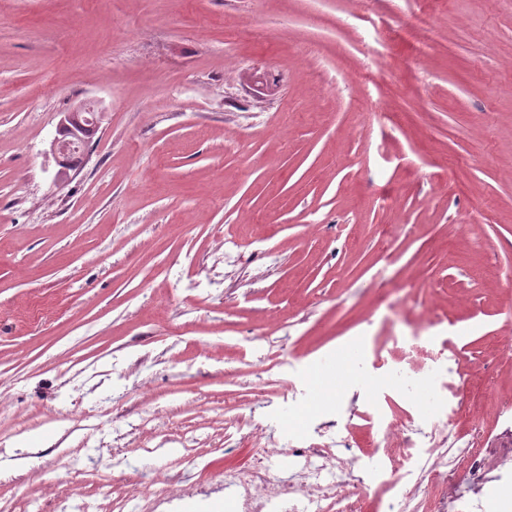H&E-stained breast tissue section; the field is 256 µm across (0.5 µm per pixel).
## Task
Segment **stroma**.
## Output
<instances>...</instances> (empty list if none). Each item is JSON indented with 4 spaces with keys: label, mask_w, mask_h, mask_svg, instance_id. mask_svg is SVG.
<instances>
[{
    "label": "stroma",
    "mask_w": 512,
    "mask_h": 512,
    "mask_svg": "<svg viewBox=\"0 0 512 512\" xmlns=\"http://www.w3.org/2000/svg\"><path fill=\"white\" fill-rule=\"evenodd\" d=\"M511 275L512 0H0L1 500L225 512L253 454L230 420L279 478L295 399L311 441L373 454V408L415 409L357 376L438 350L512 475ZM156 472L200 492L153 507ZM484 498L503 512L467 480L429 512ZM103 117V112L99 109L98 103L84 101L73 112L65 113L60 119L56 135L50 144V153L59 167L54 173L56 183H65L70 177V171L74 170L67 160L68 147L77 145L82 150L88 143L90 131L99 129Z\"/></svg>",
    "instance_id": "obj_1"
}]
</instances>
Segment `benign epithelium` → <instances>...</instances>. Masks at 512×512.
<instances>
[{"instance_id": "benign-epithelium-1", "label": "benign epithelium", "mask_w": 512, "mask_h": 512, "mask_svg": "<svg viewBox=\"0 0 512 512\" xmlns=\"http://www.w3.org/2000/svg\"><path fill=\"white\" fill-rule=\"evenodd\" d=\"M102 121L103 112L99 109L98 103L93 101H84L73 111L63 115L50 144V153L58 166L54 173L55 182L62 184L70 177L72 167L67 160L68 147L85 146L90 131L99 128Z\"/></svg>"}]
</instances>
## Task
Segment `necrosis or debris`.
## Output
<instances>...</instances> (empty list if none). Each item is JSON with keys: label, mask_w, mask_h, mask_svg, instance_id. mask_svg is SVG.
Returning <instances> with one entry per match:
<instances>
[{"label": "necrosis or debris", "mask_w": 512, "mask_h": 512, "mask_svg": "<svg viewBox=\"0 0 512 512\" xmlns=\"http://www.w3.org/2000/svg\"><path fill=\"white\" fill-rule=\"evenodd\" d=\"M387 379L394 385L411 384L427 418L425 426L415 427L383 414L378 417L379 431L391 436L404 465L402 472H388L382 457L374 454L337 464L324 449L296 447L289 451L296 469L287 480H276L259 457L238 475L231 503L234 512H317L322 505L330 512H365L367 492L373 487L386 494L389 507L409 502L416 512H426L434 490L445 488L458 475L457 458L434 455L436 436L462 443L473 455L479 446L477 433H460L469 409L454 414L442 411L434 374L410 382L394 371Z\"/></svg>", "instance_id": "1"}]
</instances>
